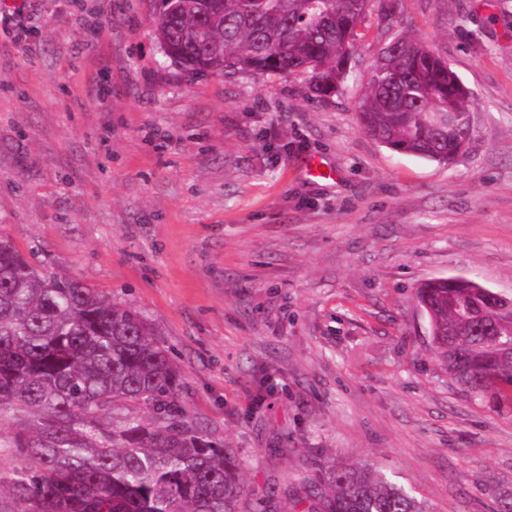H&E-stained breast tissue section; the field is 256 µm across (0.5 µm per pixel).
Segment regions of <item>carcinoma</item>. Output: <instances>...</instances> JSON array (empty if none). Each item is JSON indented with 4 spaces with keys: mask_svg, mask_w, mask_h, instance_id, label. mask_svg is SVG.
<instances>
[{
    "mask_svg": "<svg viewBox=\"0 0 512 512\" xmlns=\"http://www.w3.org/2000/svg\"><path fill=\"white\" fill-rule=\"evenodd\" d=\"M155 37L196 75L310 76L330 97L347 79L371 0H159ZM377 64L358 106L380 143L446 163L471 137L473 100L417 39ZM434 355L477 395L512 393V310L439 278L416 292ZM181 374L151 324L77 280L30 264L0 237V418L24 423L21 463L0 489L28 512H240L239 458L198 432L178 405ZM134 403L151 417L117 410ZM309 495L319 512H429L365 468L340 467Z\"/></svg>",
    "mask_w": 512,
    "mask_h": 512,
    "instance_id": "1",
    "label": "carcinoma"
}]
</instances>
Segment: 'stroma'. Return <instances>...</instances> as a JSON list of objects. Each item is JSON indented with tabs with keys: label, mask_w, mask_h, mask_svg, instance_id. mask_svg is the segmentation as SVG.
Returning <instances> with one entry per match:
<instances>
[{
	"label": "stroma",
	"mask_w": 512,
	"mask_h": 512,
	"mask_svg": "<svg viewBox=\"0 0 512 512\" xmlns=\"http://www.w3.org/2000/svg\"><path fill=\"white\" fill-rule=\"evenodd\" d=\"M155 13L0 0V235L158 330L188 420L241 460L250 512H307L303 485L365 464L431 512H500L512 401L450 379L415 291L459 277L512 293V0L369 12L328 99L302 74L182 73ZM405 34L474 95L451 164L359 126Z\"/></svg>",
	"instance_id": "obj_1"
}]
</instances>
